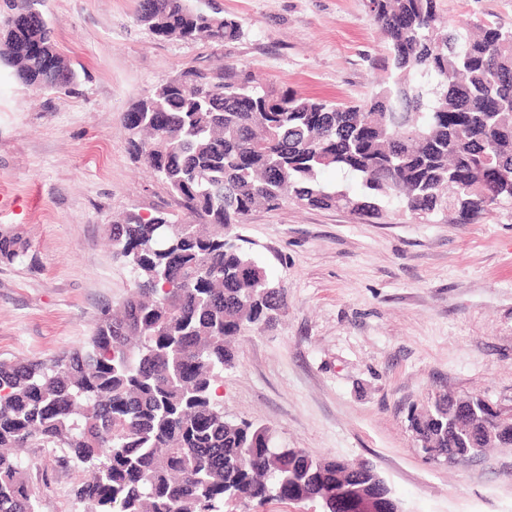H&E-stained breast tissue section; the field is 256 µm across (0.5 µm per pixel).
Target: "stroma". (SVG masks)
Masks as SVG:
<instances>
[{
	"label": "stroma",
	"mask_w": 512,
	"mask_h": 512,
	"mask_svg": "<svg viewBox=\"0 0 512 512\" xmlns=\"http://www.w3.org/2000/svg\"><path fill=\"white\" fill-rule=\"evenodd\" d=\"M242 37L215 48L162 39L136 0H42L76 80L40 93L0 64V228L29 244L0 262V359L83 345L134 287L107 229L130 210H176L128 151L119 116L182 71L235 64L262 84L338 102L365 97L385 47L363 0H214ZM457 23L512 29V0H440ZM286 290L279 320L236 341L219 390L227 417L284 448L372 464L404 512H512V448L447 467L426 460L411 409L441 392L512 405V211L475 224L395 213L360 219L285 203L237 225ZM38 512H79L60 453L28 448Z\"/></svg>",
	"instance_id": "1"
}]
</instances>
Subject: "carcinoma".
Instances as JSON below:
<instances>
[{"mask_svg":"<svg viewBox=\"0 0 512 512\" xmlns=\"http://www.w3.org/2000/svg\"><path fill=\"white\" fill-rule=\"evenodd\" d=\"M384 37L385 78L357 103L277 93L228 65L191 69L121 115L131 153L184 217L126 212L109 226L135 291L103 308L87 342L46 360H0V512H36L16 449L51 448L80 475L83 512H224V500L322 501L341 480L369 484L380 512L395 500L374 467L281 448L274 431L224 416L221 374L231 339L270 326L285 289L233 228L286 201L359 218L446 214L472 224L512 209V30L445 20L439 0H365ZM137 21L159 37L216 44L241 38L233 17L204 0H138ZM0 61L18 81L59 92L76 78L34 0L0 21ZM336 171L355 184L330 187ZM29 244L0 231V261ZM462 400L442 394L411 411L420 443L464 457L486 420L456 434Z\"/></svg>","mask_w":512,"mask_h":512,"instance_id":"1","label":"carcinoma"}]
</instances>
